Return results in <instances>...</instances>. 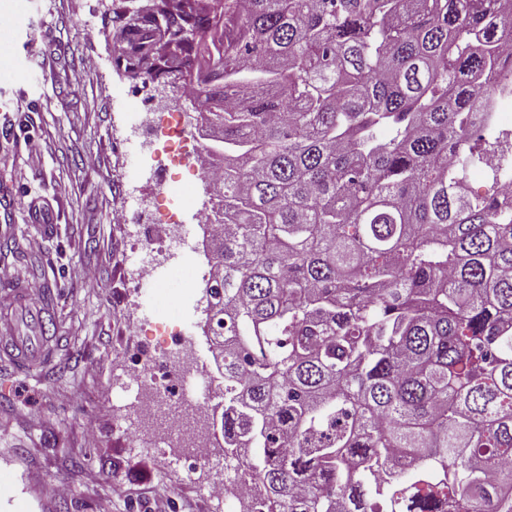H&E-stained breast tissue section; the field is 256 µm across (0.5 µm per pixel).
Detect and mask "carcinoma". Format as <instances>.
Returning <instances> with one entry per match:
<instances>
[{
	"mask_svg": "<svg viewBox=\"0 0 512 512\" xmlns=\"http://www.w3.org/2000/svg\"><path fill=\"white\" fill-rule=\"evenodd\" d=\"M114 22L129 76L196 72L215 133L240 512H512V129L473 111L512 75V0H141Z\"/></svg>",
	"mask_w": 512,
	"mask_h": 512,
	"instance_id": "1",
	"label": "carcinoma"
}]
</instances>
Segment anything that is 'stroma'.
Wrapping results in <instances>:
<instances>
[{"mask_svg":"<svg viewBox=\"0 0 512 512\" xmlns=\"http://www.w3.org/2000/svg\"><path fill=\"white\" fill-rule=\"evenodd\" d=\"M112 4L0 0V31L25 74L0 81V286L35 280L55 302L44 328L51 362L20 372L0 360V468L15 475L0 484V500L13 499L14 512H153L164 494L170 512H224L203 491L219 476L212 462L222 449H198L189 479L182 449L166 446L160 427H142L136 441L128 433L137 404L121 392L122 367L156 321L175 319L169 295L185 299L190 318L206 319L210 266L174 237L155 258L156 281L136 283L144 255L125 212L136 203L166 213L167 191L128 145L132 112L159 104L117 64ZM32 139L39 154L29 151ZM89 156L94 166H85ZM172 178L184 200L179 223L196 224L210 203L205 180L184 168ZM85 267L96 280L80 277ZM53 482L69 496H46ZM118 485L126 498L113 497Z\"/></svg>","mask_w":512,"mask_h":512,"instance_id":"stroma-1","label":"stroma"}]
</instances>
